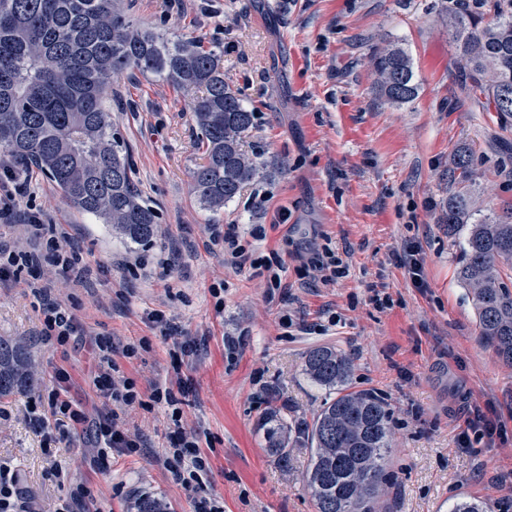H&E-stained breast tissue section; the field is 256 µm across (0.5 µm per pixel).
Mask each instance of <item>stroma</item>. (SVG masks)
Wrapping results in <instances>:
<instances>
[{"mask_svg": "<svg viewBox=\"0 0 512 512\" xmlns=\"http://www.w3.org/2000/svg\"><path fill=\"white\" fill-rule=\"evenodd\" d=\"M127 2L142 26L223 49L225 82L257 111L245 148L280 170L219 214L203 210L191 191L203 155L191 101L138 74L113 82L112 123L130 146L137 187L159 214L154 244L123 243L74 212L43 176H29L30 206L69 225L93 269L84 288L57 280L55 298L80 308L87 334L111 336L118 374L142 398L179 379L187 386L176 406L123 415L147 447L99 467L86 434L61 442L29 422L46 409L59 368L89 414L111 410L84 380L86 346L36 344L39 303L24 277L0 284V337L26 348L36 370L30 390L0 399V461L14 470L30 512H59L81 487L94 512H138L146 496L166 512H193L190 493L161 464L175 411L210 458L205 489L223 498L224 512H316L303 483L307 451L294 449L282 466L267 447L264 418L274 403L306 420L319 409L327 393L303 363L321 345L353 358L351 387L382 394L393 412L381 512H436L460 497L507 512L512 492L497 478L512 472V367L479 336L442 212L448 167L463 147L474 153L477 207L498 213L512 204V121L480 110L448 44L449 12L474 10L475 0H184L170 11L164 0ZM394 42L409 52L420 84L400 107L378 97L369 63L375 48ZM211 224L242 234L264 225L259 247L282 259L293 304L269 301L249 269L225 268ZM328 241L348 253V276L332 288L301 284V253ZM410 242L421 248L423 289L399 263ZM162 251L171 264L164 279L116 266ZM372 285L389 295L387 308L369 303ZM153 311L175 325L176 337L160 336L148 320ZM184 340L196 352L175 360L174 344ZM129 344L137 347L131 358L123 354ZM471 403L496 411L506 440L459 448Z\"/></svg>", "mask_w": 512, "mask_h": 512, "instance_id": "35a3bbf8", "label": "stroma"}]
</instances>
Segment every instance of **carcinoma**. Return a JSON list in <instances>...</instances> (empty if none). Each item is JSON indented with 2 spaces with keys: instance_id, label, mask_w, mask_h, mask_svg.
<instances>
[{
  "instance_id": "cac0c4a2",
  "label": "carcinoma",
  "mask_w": 512,
  "mask_h": 512,
  "mask_svg": "<svg viewBox=\"0 0 512 512\" xmlns=\"http://www.w3.org/2000/svg\"><path fill=\"white\" fill-rule=\"evenodd\" d=\"M448 39L482 110L511 119L512 0H495L489 22L471 12L448 15ZM370 65L388 104L418 97L412 58L401 44L374 51ZM136 72L192 97L204 147L192 191L203 208L219 213L263 176L260 154L244 150L256 112L224 82L223 51L139 28L124 0H0V152L18 164L17 175L37 170L78 213L148 246L158 212L135 186L129 145L106 108L113 79ZM448 183V235L464 234L457 279L473 294L480 336L512 366V287L503 277L512 268V210L487 215L474 207L468 148L457 151ZM353 371L344 354L313 348L305 372L332 396L309 422L290 420L277 407L269 411L275 426L267 430L268 449L278 461L291 460L286 433L292 430L309 452L306 485L316 512H373L389 479L392 413L382 395L348 388ZM30 380L27 352L0 339V398L27 391ZM449 512L488 510L463 497Z\"/></svg>"
}]
</instances>
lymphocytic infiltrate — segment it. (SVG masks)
Returning <instances> with one entry per match:
<instances>
[{
  "label": "lymphocytic infiltrate",
  "mask_w": 512,
  "mask_h": 512,
  "mask_svg": "<svg viewBox=\"0 0 512 512\" xmlns=\"http://www.w3.org/2000/svg\"><path fill=\"white\" fill-rule=\"evenodd\" d=\"M24 247L18 248L0 241V282L31 272L27 286L31 294L40 300L41 343L53 348H65L74 344L85 330L76 306L52 300L54 285L51 280L39 276L38 268L51 264L58 267L61 275L73 286H85L91 274L81 253L70 247L69 233L65 225L57 223L50 215L40 211L26 213L23 226ZM265 236L263 227L256 226L249 237L240 236L234 228L212 230L214 245L220 246L226 265L249 267L253 275L265 279L268 295H276L282 288V264L275 258L257 254L254 244ZM299 278L321 282L323 286L335 285L348 273L347 263L330 246H322L297 268ZM94 369L90 382L95 393L102 399L123 407L142 405L136 384L131 379L115 380L112 361L111 337L98 334L90 341ZM56 386L49 396L48 413L35 415L33 426L40 431L51 429V417L61 414L70 422L71 429L91 427L101 463H108L113 453L132 454L142 446L139 437L129 435L118 426V415L110 411L88 419L81 407L70 397L72 377L63 368L55 372ZM505 425L491 411L473 405L468 409L464 429L458 435L460 447L470 448L482 440H493L503 432ZM174 448L168 449L163 466L172 480L184 489L195 491L194 512H224V503L213 495L202 492L201 481L210 469L207 456L201 450L197 438L180 433Z\"/></svg>",
  "instance_id": "f902f5d3"
}]
</instances>
